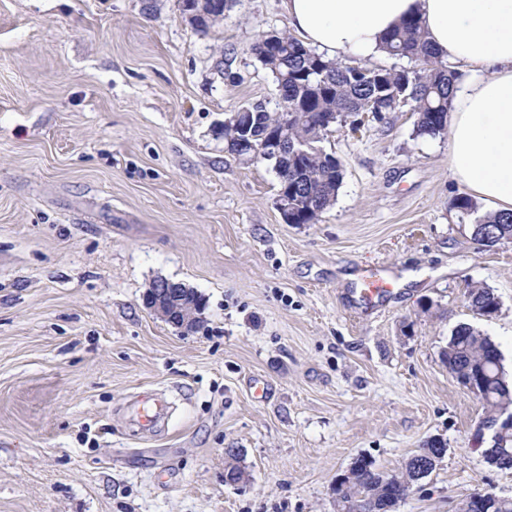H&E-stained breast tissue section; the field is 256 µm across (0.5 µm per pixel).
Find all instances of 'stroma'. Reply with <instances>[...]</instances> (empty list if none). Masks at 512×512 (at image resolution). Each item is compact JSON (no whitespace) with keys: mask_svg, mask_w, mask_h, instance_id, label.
Instances as JSON below:
<instances>
[{"mask_svg":"<svg viewBox=\"0 0 512 512\" xmlns=\"http://www.w3.org/2000/svg\"><path fill=\"white\" fill-rule=\"evenodd\" d=\"M288 28L280 0H233L203 32L182 0H0V512H339L355 458L398 470L434 437L446 453L397 512L512 497L441 359L468 323L512 381V242L473 241L448 139L414 137L406 106L336 127L334 206L285 223L275 171L222 130L276 108L253 46ZM372 267L397 287L370 307ZM159 278L202 295L199 329L144 307ZM152 396L169 410L145 430ZM467 300L472 311L480 317H483V312L496 313L499 310V301L494 292L484 286H471L467 290Z\"/></svg>","mask_w":512,"mask_h":512,"instance_id":"stroma-1","label":"stroma"}]
</instances>
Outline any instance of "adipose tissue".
Here are the masks:
<instances>
[{
    "label": "adipose tissue",
    "mask_w": 512,
    "mask_h": 512,
    "mask_svg": "<svg viewBox=\"0 0 512 512\" xmlns=\"http://www.w3.org/2000/svg\"><path fill=\"white\" fill-rule=\"evenodd\" d=\"M292 31L333 59H376L384 37L419 18L441 58L472 78L454 91L448 152L474 199L512 211V0H281Z\"/></svg>",
    "instance_id": "adipose-tissue-1"
}]
</instances>
